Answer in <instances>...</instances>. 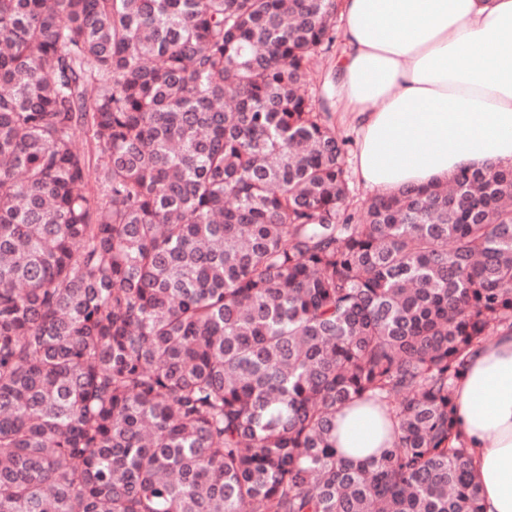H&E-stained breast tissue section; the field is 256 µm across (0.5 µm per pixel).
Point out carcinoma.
I'll return each mask as SVG.
<instances>
[{
  "label": "carcinoma",
  "mask_w": 512,
  "mask_h": 512,
  "mask_svg": "<svg viewBox=\"0 0 512 512\" xmlns=\"http://www.w3.org/2000/svg\"><path fill=\"white\" fill-rule=\"evenodd\" d=\"M336 14L0 0V512H481L454 393L512 334V167L350 208ZM388 423L370 406H358L336 417V448L354 459H368L388 437Z\"/></svg>",
  "instance_id": "cac0c4a2"
}]
</instances>
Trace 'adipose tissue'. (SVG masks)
I'll list each match as a JSON object with an SVG mask.
<instances>
[{
	"label": "adipose tissue",
	"mask_w": 512,
	"mask_h": 512,
	"mask_svg": "<svg viewBox=\"0 0 512 512\" xmlns=\"http://www.w3.org/2000/svg\"><path fill=\"white\" fill-rule=\"evenodd\" d=\"M338 108L359 137L374 194L512 165V0H340ZM482 512H512V335L470 359L456 389ZM388 424L368 406L336 418V446L377 453Z\"/></svg>",
	"instance_id": "ef3b65f1"
}]
</instances>
